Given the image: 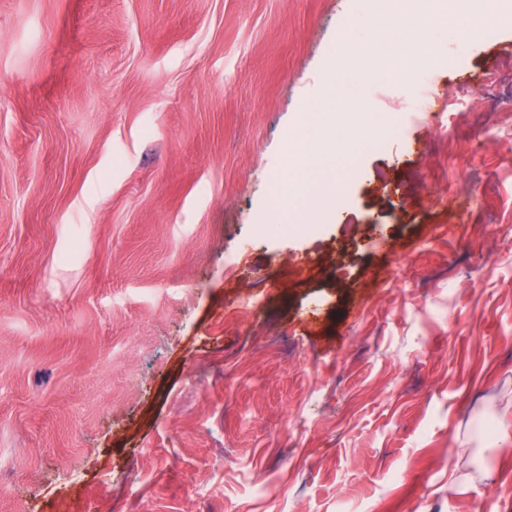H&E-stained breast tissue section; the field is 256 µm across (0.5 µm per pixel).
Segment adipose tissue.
I'll list each match as a JSON object with an SVG mask.
<instances>
[{
  "label": "adipose tissue",
  "instance_id": "adipose-tissue-1",
  "mask_svg": "<svg viewBox=\"0 0 512 512\" xmlns=\"http://www.w3.org/2000/svg\"><path fill=\"white\" fill-rule=\"evenodd\" d=\"M357 68L358 62L349 49H341L337 60L326 71L319 97L307 107L289 136L283 167L289 193L281 208V218L286 223L306 224L328 217L336 210V180L321 181L312 191L306 182L316 166L336 158L326 133L339 126L356 131L362 124L360 116L336 108L342 79Z\"/></svg>",
  "mask_w": 512,
  "mask_h": 512
}]
</instances>
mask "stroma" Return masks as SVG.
<instances>
[{
    "label": "stroma",
    "mask_w": 512,
    "mask_h": 512,
    "mask_svg": "<svg viewBox=\"0 0 512 512\" xmlns=\"http://www.w3.org/2000/svg\"><path fill=\"white\" fill-rule=\"evenodd\" d=\"M389 8L0 0V512H512V26ZM416 31L336 217L272 223L332 46Z\"/></svg>",
    "instance_id": "35a3bbf8"
}]
</instances>
